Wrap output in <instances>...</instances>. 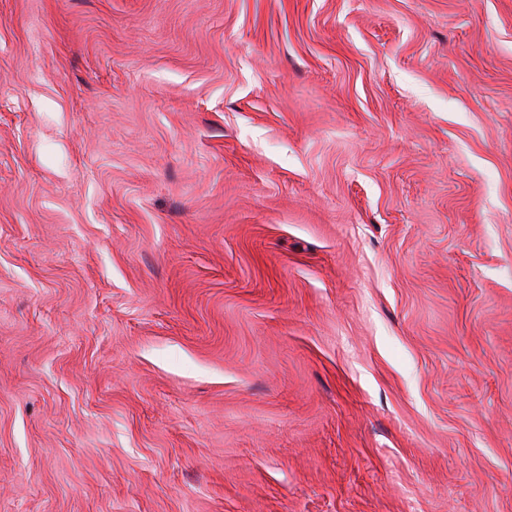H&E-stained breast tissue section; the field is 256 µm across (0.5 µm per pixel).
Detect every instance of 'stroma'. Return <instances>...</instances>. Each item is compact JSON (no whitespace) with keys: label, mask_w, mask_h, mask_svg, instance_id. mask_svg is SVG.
<instances>
[{"label":"stroma","mask_w":512,"mask_h":512,"mask_svg":"<svg viewBox=\"0 0 512 512\" xmlns=\"http://www.w3.org/2000/svg\"><path fill=\"white\" fill-rule=\"evenodd\" d=\"M0 512H512V0H0Z\"/></svg>","instance_id":"obj_1"}]
</instances>
